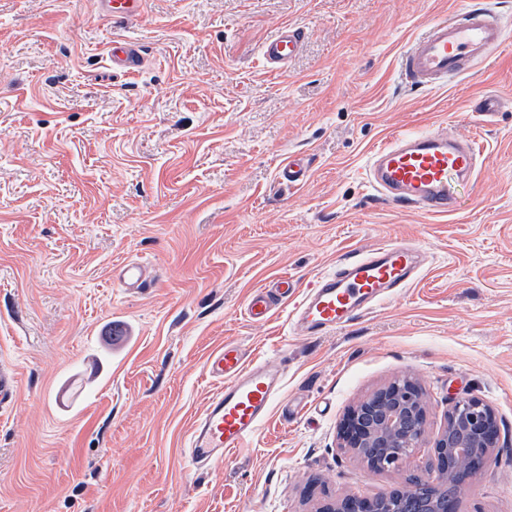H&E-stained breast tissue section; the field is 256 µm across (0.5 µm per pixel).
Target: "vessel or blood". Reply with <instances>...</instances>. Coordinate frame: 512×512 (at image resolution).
<instances>
[{"instance_id":"obj_1","label":"vessel or blood","mask_w":512,"mask_h":512,"mask_svg":"<svg viewBox=\"0 0 512 512\" xmlns=\"http://www.w3.org/2000/svg\"><path fill=\"white\" fill-rule=\"evenodd\" d=\"M143 3L96 0V8L104 17L135 20L142 15ZM504 36L499 17L478 0H468L464 8L434 20L426 33L412 42L400 62L402 78L410 86L446 84L462 75L467 65L486 63L501 47ZM303 39L302 29L281 27L262 46L266 64L286 71ZM109 58L113 69L125 73L135 72L142 61L139 50L121 39L113 41ZM478 156L470 141L444 128L401 133L371 152L367 180L392 204L414 205L427 215L448 214L454 210L453 178L472 175ZM307 173L308 163L302 157L290 156L279 166V178L289 186L303 183ZM419 271L418 252L403 243L373 245L344 257L292 306V329L300 336H321L343 327L409 287ZM112 279L135 291L152 285L147 264L137 260L114 268ZM295 292L296 282L288 275L278 277L272 288H257L246 303L250 319L269 321L281 306L289 304ZM204 372L218 389L191 427L186 455L198 469L222 460L257 434L285 375L281 363L248 362L232 342L207 356Z\"/></svg>"}]
</instances>
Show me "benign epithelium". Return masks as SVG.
I'll return each instance as SVG.
<instances>
[{
  "mask_svg": "<svg viewBox=\"0 0 512 512\" xmlns=\"http://www.w3.org/2000/svg\"><path fill=\"white\" fill-rule=\"evenodd\" d=\"M498 431L492 408L473 397L452 401L444 430L435 440L433 459L420 482L436 490L432 512H457L458 497L441 493L450 483L467 489L478 473L462 467L471 453L488 456L487 440ZM340 447L373 470L399 466L423 447L426 407L419 384L410 377L393 380L350 408L340 424ZM319 512H383L375 499L348 497Z\"/></svg>",
  "mask_w": 512,
  "mask_h": 512,
  "instance_id": "benign-epithelium-1",
  "label": "benign epithelium"
}]
</instances>
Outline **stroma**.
<instances>
[{
    "label": "stroma",
    "mask_w": 512,
    "mask_h": 512,
    "mask_svg": "<svg viewBox=\"0 0 512 512\" xmlns=\"http://www.w3.org/2000/svg\"><path fill=\"white\" fill-rule=\"evenodd\" d=\"M507 38L436 88L399 60L464 0H146L115 24L95 0H0V512H317L425 475L448 403L495 412L493 460L458 512H512V0H489ZM305 39L287 72L261 47ZM143 64L114 72L112 39ZM494 95L499 112H475ZM447 127L478 170L427 216L376 197L374 148ZM306 181L280 185L290 154ZM403 241L418 278L344 328L297 336L249 295L281 275L306 292L350 252ZM129 259L154 283L125 291ZM233 342L286 369L246 447L188 466L215 385L204 361ZM426 394V447L381 471L338 446L348 408L402 374ZM304 39L302 29L292 26L281 27L262 46V56L271 68L285 72L288 63L301 47Z\"/></svg>",
    "instance_id": "1"
}]
</instances>
